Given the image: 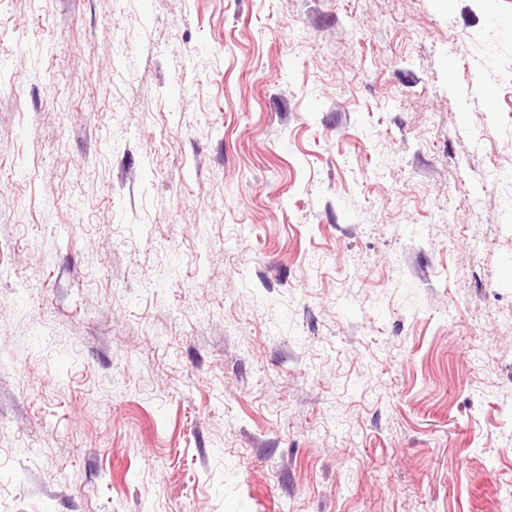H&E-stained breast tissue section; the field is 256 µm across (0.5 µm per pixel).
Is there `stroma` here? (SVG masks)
Returning <instances> with one entry per match:
<instances>
[{"mask_svg": "<svg viewBox=\"0 0 512 512\" xmlns=\"http://www.w3.org/2000/svg\"><path fill=\"white\" fill-rule=\"evenodd\" d=\"M0 512H512V0H0Z\"/></svg>", "mask_w": 512, "mask_h": 512, "instance_id": "obj_1", "label": "stroma"}]
</instances>
